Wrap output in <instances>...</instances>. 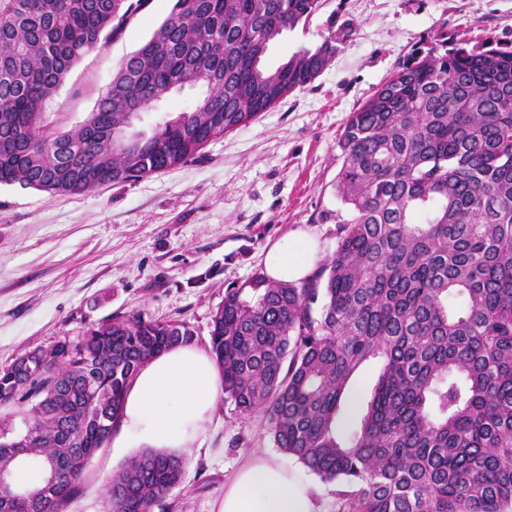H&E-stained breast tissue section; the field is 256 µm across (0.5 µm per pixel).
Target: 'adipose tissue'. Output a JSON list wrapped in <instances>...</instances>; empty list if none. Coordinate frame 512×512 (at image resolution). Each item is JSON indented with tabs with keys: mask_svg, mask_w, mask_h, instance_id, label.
Wrapping results in <instances>:
<instances>
[{
	"mask_svg": "<svg viewBox=\"0 0 512 512\" xmlns=\"http://www.w3.org/2000/svg\"><path fill=\"white\" fill-rule=\"evenodd\" d=\"M319 260L317 239L291 233L263 258L273 282L311 279ZM221 368L195 344L177 345L145 361L128 388L112 445L188 449L201 445L223 394ZM217 512H315L311 491L297 475L267 456L245 460L224 486Z\"/></svg>",
	"mask_w": 512,
	"mask_h": 512,
	"instance_id": "ef3b65f1",
	"label": "adipose tissue"
}]
</instances>
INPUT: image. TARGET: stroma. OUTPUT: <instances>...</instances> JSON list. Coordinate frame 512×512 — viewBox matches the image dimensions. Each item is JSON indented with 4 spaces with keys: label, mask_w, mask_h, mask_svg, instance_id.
I'll list each match as a JSON object with an SVG mask.
<instances>
[{
    "label": "stroma",
    "mask_w": 512,
    "mask_h": 512,
    "mask_svg": "<svg viewBox=\"0 0 512 512\" xmlns=\"http://www.w3.org/2000/svg\"><path fill=\"white\" fill-rule=\"evenodd\" d=\"M173 0H150L101 52L85 57L47 103L45 121H84L118 65L168 16ZM339 36L336 57L310 85L282 98L247 127L213 138L192 159L140 181L77 195L0 185V366L26 350L80 340L105 320L138 313L180 319L209 343V327L235 287L262 269L268 245L296 230L336 249L341 133L412 50L436 40L478 48L512 45V0H322L305 24L272 45L265 64ZM364 363L341 402L336 435L357 430L380 372ZM262 453L313 487L318 512H337L336 487L276 448L264 411L218 402L201 447L184 451L185 478L167 512H216L239 465ZM122 461L99 452L67 512H107L99 495Z\"/></svg>",
    "instance_id": "stroma-1"
}]
</instances>
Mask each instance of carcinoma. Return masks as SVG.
Returning <instances> with one entry per match:
<instances>
[{
	"instance_id": "cac0c4a2",
	"label": "carcinoma",
	"mask_w": 512,
	"mask_h": 512,
	"mask_svg": "<svg viewBox=\"0 0 512 512\" xmlns=\"http://www.w3.org/2000/svg\"><path fill=\"white\" fill-rule=\"evenodd\" d=\"M149 0H0V184L79 194L136 182L194 157L311 84L338 51L335 34L275 68L270 46L321 0H174L169 16L68 130L44 106L83 58L101 51ZM201 92L171 115L156 101ZM154 113L148 128L130 109ZM336 193L347 207L324 288L262 273L228 288L210 350L225 400L264 410L277 448L337 486L338 512H512V49L416 50L347 120ZM464 306L448 311V298ZM322 300L318 313L313 305ZM194 341L184 321L117 316L50 363L0 367V468L62 466L31 502L0 485V512H66L111 439L142 363ZM381 370L358 432L336 418L367 361ZM32 394L18 456L12 404ZM99 412L109 429L84 427ZM182 455L144 449L108 482L109 512H163L184 481Z\"/></svg>"
}]
</instances>
